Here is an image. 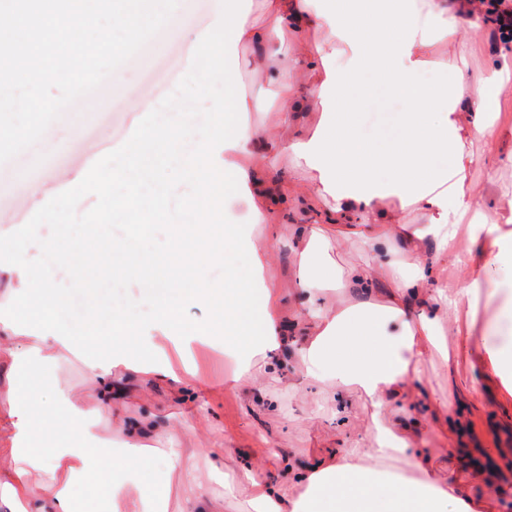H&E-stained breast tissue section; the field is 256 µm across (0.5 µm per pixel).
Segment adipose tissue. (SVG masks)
<instances>
[{"instance_id":"1","label":"adipose tissue","mask_w":512,"mask_h":512,"mask_svg":"<svg viewBox=\"0 0 512 512\" xmlns=\"http://www.w3.org/2000/svg\"><path fill=\"white\" fill-rule=\"evenodd\" d=\"M263 8V24L240 21L225 8L196 46L204 54L218 40L228 56L242 45L256 48L250 63L270 70L281 99L278 124L301 127L287 149L303 177L277 179L256 162V141H274L275 131H255L240 117L262 109L264 98L238 93L234 70L221 61L208 72L190 68L183 76L203 93L213 84L224 87L223 98L211 104L224 119L199 138L186 171L200 179L223 165L225 189L245 199L254 218L225 225L224 243L247 252L253 268L277 252L268 215L285 209L299 217L292 254L297 301L285 304L231 268L223 287L210 283L203 271L218 257L211 224L182 231L162 253L97 242L96 264L127 255L135 265L162 270L174 287L150 317L132 315L127 307L113 311L109 337L97 345L52 324L15 322L14 293L1 295L0 359L11 366L0 381L6 398L0 434L10 435L12 445L8 454L0 453V512H99L93 498L76 505L77 479L102 488L109 512H143L146 492L132 475L157 462L181 472L187 495L180 512H223L244 489L246 512H480L497 495L491 478L477 492L449 484L434 465L438 449L418 442L430 422L455 420L465 403L479 404L481 389L469 385L462 404L422 396L417 365L434 356L447 361L449 314L463 307L477 312L492 273L512 270V232L501 226L512 222V182L501 183L489 207L469 179L473 141L504 138L491 115L512 96V41H499L497 62L485 70L458 66L452 68L454 84L427 82V71L448 67L436 59L437 47L465 55L470 36L485 30L479 0H263ZM290 32L303 36L294 57L270 69ZM369 73L408 103L405 134L386 152L354 133L362 97L370 92L364 81ZM197 125L190 110L164 127L144 123L119 150L118 168L163 165L181 135ZM438 154L447 155V168L433 165ZM409 206L419 212L420 223L404 221ZM347 239L360 242L371 263L338 265L331 251ZM32 246L65 252L62 240L42 239L36 222L0 232V270L15 273L37 307L59 311L51 277L29 267ZM451 264L465 270L461 287L448 285ZM188 302L212 308L211 318L183 325L178 314ZM511 315L505 307L499 319L471 321L463 342L501 384H512V343L491 346L486 338ZM215 341L244 356L231 378L238 394H249L264 379L287 384L298 377L312 413L339 422L354 398L363 399L374 409L366 427L369 447L332 448L303 466L282 458L283 473L273 480L249 461L225 469L223 455L214 450L202 460L184 455L155 414L124 410L129 382L136 378L167 384L189 402L185 421L207 418L206 380L188 363L173 367L163 346L186 355L196 343ZM67 353L83 356L89 372L90 388L78 400L58 370ZM51 369L58 391L48 401L37 377ZM102 418L118 430V448H108L100 436ZM398 458L417 480L375 468L376 462ZM115 468L125 479H113Z\"/></svg>"}]
</instances>
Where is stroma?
I'll return each mask as SVG.
<instances>
[{"label": "stroma", "instance_id": "stroma-1", "mask_svg": "<svg viewBox=\"0 0 512 512\" xmlns=\"http://www.w3.org/2000/svg\"><path fill=\"white\" fill-rule=\"evenodd\" d=\"M225 2L203 0L197 9L187 8L183 2L178 4L174 16L179 27L168 41L157 43L152 55L141 57L138 64L122 65L113 73L112 86L120 95L117 105L106 106L93 116L78 111L66 113L64 121L44 135L50 145L45 157L34 159L22 153L12 162L0 165L1 231L21 228L52 197L76 186L97 160L127 141L139 121L176 90L182 72L198 65L199 57L193 51L195 39L198 33L213 28ZM252 53L249 47L238 50L243 64L237 89L243 94H263L264 109L244 117L245 122L260 130L275 120L279 100L275 87L268 82L267 72L246 66L245 61ZM407 108V101L392 90L377 87L358 116L359 138L375 146H388L400 135V118ZM272 221L278 224L280 234L275 260L255 272L246 254L228 248L223 262L207 268L206 276L223 282L224 268L229 265L244 274L254 273L259 287L287 293L294 279V227L287 216L278 213ZM55 285L64 311L52 314L32 310L22 296L14 301L15 311L34 324L57 322L76 336L86 334L88 318L121 308L132 298L139 299L141 310H148L150 304L162 301L169 288L160 271L149 278L92 270L84 285L60 273ZM191 360L209 382L208 422L196 429L180 428L186 404L162 384L155 385L151 406L164 421L174 423L178 446L185 454H198L211 446L225 448L229 451L224 458L228 467L247 459L262 465L269 474H278L279 463L269 455L268 440L282 442L295 460L308 462L324 449L351 445L362 436L372 414L371 407L357 401L350 407L345 424L331 422L311 414L301 388L288 389L272 380L263 382L261 389L265 394L279 396L280 410L258 406L248 411L237 395L226 388L233 365L225 359L221 348L197 349ZM422 373L424 392L439 395L447 393L449 376H456L462 383L471 382L475 376L469 358L460 351L452 357L449 369L427 363ZM467 422L464 436H457L448 425L433 424L424 431L423 438L431 448L444 451L445 447H455V454L444 452L436 463L460 485H474L477 470L493 469L503 495L492 502L491 508L493 512H512V390L492 387L485 404L469 410ZM140 479L152 490L145 500L144 512H180L181 491L171 483L163 465L144 470Z\"/></svg>", "mask_w": 512, "mask_h": 512}]
</instances>
